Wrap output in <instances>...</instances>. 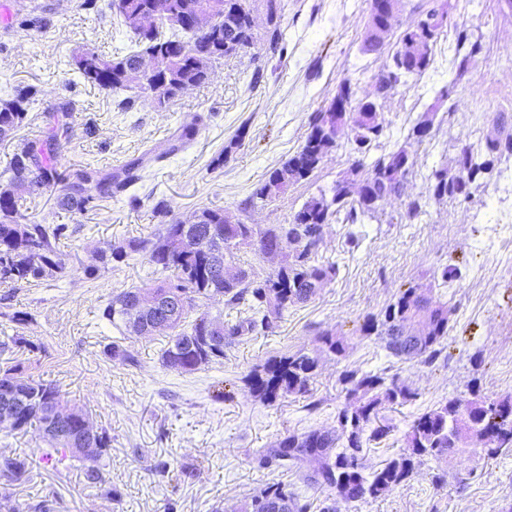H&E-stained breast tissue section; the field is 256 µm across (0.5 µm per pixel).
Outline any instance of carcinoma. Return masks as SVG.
Wrapping results in <instances>:
<instances>
[{
	"mask_svg": "<svg viewBox=\"0 0 512 512\" xmlns=\"http://www.w3.org/2000/svg\"><path fill=\"white\" fill-rule=\"evenodd\" d=\"M252 0H108L106 8L115 13L130 34L127 52L106 57L83 49L72 57L85 82L110 93L132 88L128 73L148 56L153 68L136 82L140 92L151 97L155 108L164 109L186 87L207 83L216 63L226 56L245 52L262 42L267 54L283 51L280 26L281 0H261L266 12L262 39L253 25ZM419 14L400 37L392 64L376 79L371 93L360 97L351 80H343L331 102L345 100L350 111L336 114L325 105L308 118V134L299 151L281 167L269 173L239 209L248 212L264 206L309 178L323 158L339 147L328 125L345 128L351 165L330 191L319 190L308 197L286 224H229L221 208H203L188 222L173 220L158 225L146 237L118 239L97 255L103 265L120 264L133 255L145 257L151 276L112 295L101 309V318L119 336L104 345L109 359L134 365L137 359L125 341L129 339V310L143 295L153 306L138 317V325L162 326L167 342L160 361L166 369L191 374L223 362L225 350L236 339L249 335H269L279 327L288 308L305 304L330 283L337 272L334 263H319L316 255L323 245L326 228L336 222L349 225L348 236H361L359 225L377 217L392 197L401 194L416 160L401 145L386 150L382 146L385 127L377 100L386 97L411 76L436 70L433 45L448 27V11L443 0ZM156 24L143 32L135 22L148 15ZM199 15L210 18L206 29L193 27ZM370 13L364 50L374 52L381 43L373 29L388 23ZM455 46L448 68L463 76L471 57L483 50L482 36L468 28L455 30ZM425 40V50L410 53V45ZM35 91H19L11 99H0V140L10 136L26 118ZM68 104L47 113V139L30 142L17 149L9 165L0 172V283L21 288L46 278L62 277L66 263L59 241L70 237L65 224H31L22 212V196L13 187L23 184L30 191L50 189L57 203L69 210L88 211L102 199L119 198L142 180L143 159L127 161L116 171L84 166L68 173L59 160L70 139L66 122ZM204 119L194 115L183 122L171 137L170 145L155 155L160 160L188 149L196 139ZM433 114L422 113L409 128L406 139L421 143L431 136ZM512 158V120L500 114L494 133L474 148L465 145L455 156L454 167H435L427 176L426 199L408 203L406 216L422 213L426 200L470 202L486 192L498 166ZM249 245L258 254H277L275 270L261 277L241 263L238 250ZM220 297L224 310L216 313L209 301ZM236 313L232 319L224 312ZM451 309L448 303L432 300L423 286L405 288L378 314H370L360 324L362 336H375L384 348L399 359H420L432 364L446 349ZM316 348L309 354L298 351L275 356L250 371L243 383L247 392L271 404L280 397L305 396L322 357H342L348 338L331 329L317 328ZM340 382L345 406L337 415V428H311L290 433L275 447L266 449L256 462L302 473L303 483L316 493L302 496L286 484L274 483L255 491L243 512H336V500L346 504L386 495L411 480L416 464L424 457L454 458L467 453L472 436L487 439L484 455L492 459L512 450V395L489 397L471 389L470 397L451 396L419 414L406 435L403 453L379 467L367 470L364 444L388 436L393 426L383 410L404 406L418 397L416 389L396 376L346 370ZM13 419L10 430L23 432L38 427L47 444L39 460L85 462L82 448L97 453L85 467L87 484H104L106 461L112 437L102 429L89 443L84 440L85 413L73 411L52 383L24 377L13 366L0 376V417ZM27 472L25 461L0 453V480L13 481Z\"/></svg>",
	"mask_w": 512,
	"mask_h": 512,
	"instance_id": "cac0c4a2",
	"label": "carcinoma"
}]
</instances>
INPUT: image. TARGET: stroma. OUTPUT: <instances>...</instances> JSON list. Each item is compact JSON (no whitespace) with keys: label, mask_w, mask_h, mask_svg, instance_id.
<instances>
[{"label":"stroma","mask_w":512,"mask_h":512,"mask_svg":"<svg viewBox=\"0 0 512 512\" xmlns=\"http://www.w3.org/2000/svg\"><path fill=\"white\" fill-rule=\"evenodd\" d=\"M106 0H0V95L34 88L37 100L22 125L0 142V169L19 146L47 136L46 113L59 103L73 105L65 164L92 163L117 169L152 145L165 144L184 120L195 114L206 125L194 145L159 165L147 166L137 189L139 203L100 200L85 213L56 205L44 191L26 197L27 216L36 224H66L73 237L60 247L66 276L14 289L0 284V339L12 335L10 315L29 312L27 330L37 350H15L0 357V371L22 363L27 374L55 384L68 405L81 409L112 438L106 474L118 496L107 500L88 487L82 464L52 467L40 463L38 430L16 434L0 427V452L27 460L25 476L7 487L10 503L22 506L54 498V512H241L258 488L304 484L294 473L258 468L254 457L290 432L332 428L344 404L343 371L383 372L417 388L418 398L390 419L387 438L370 442L366 463L376 467L396 457L404 433L425 408L448 396L469 397L471 389L501 396L512 393V273L500 270L485 248L489 226L501 211L512 212V195L501 176L487 193L470 202L429 200L424 213L408 220L407 203L426 192L424 176L435 166L452 165L458 149L478 145L493 129L499 113L512 116V7L505 0H448V27H467L481 34L484 49L466 73L449 86V98L438 104L428 91L431 75L400 84L380 102L387 128L386 146L404 141L417 116L434 110L431 139L409 144L416 172L400 196L383 207L377 219L363 225L358 245H350L345 228L330 225L317 259L337 265L335 279L310 302L290 308L275 333L243 336L226 351L223 363L181 375L165 369L159 351L164 335L130 338L138 362L107 359L102 340L115 336L101 326L99 309L112 294L146 279L144 257L112 268L95 263V253L118 238L143 237L173 218L182 221L202 208H222L247 224H285L303 202L330 189L349 168L345 148L330 152L313 174L291 186L269 205L244 213L239 203L303 145L307 118L326 105L337 86L357 80L360 93L392 62L399 36L427 0H404L397 23L375 52L364 49L371 0H282L280 24L286 49L268 58L261 48L224 58L209 84L187 90L165 109L155 108L138 89L133 111L115 109L116 97L86 87L68 62L78 50L114 52L125 39L105 10ZM263 68L258 86L250 80ZM482 122H475V115ZM246 136L222 167L213 158L229 145L238 129ZM165 201L169 215L154 206ZM96 265L94 276L84 269ZM456 264L461 277L451 287L433 284L435 269ZM481 282H472L475 269ZM431 286L432 298L454 309L447 342L448 360L427 364L392 357L376 337L357 329L363 318L379 313L398 291L412 284ZM348 337L344 357L320 363L309 397L289 396L266 405L242 388L253 367L284 352H310L316 326ZM230 398L213 399L215 387ZM317 409L307 410V401ZM196 468L197 475L170 480L167 470ZM443 482H435V475ZM512 504V452L484 459L480 444L464 456L423 459L405 485L377 499L353 505L337 503L338 512H501Z\"/></svg>","instance_id":"1"}]
</instances>
